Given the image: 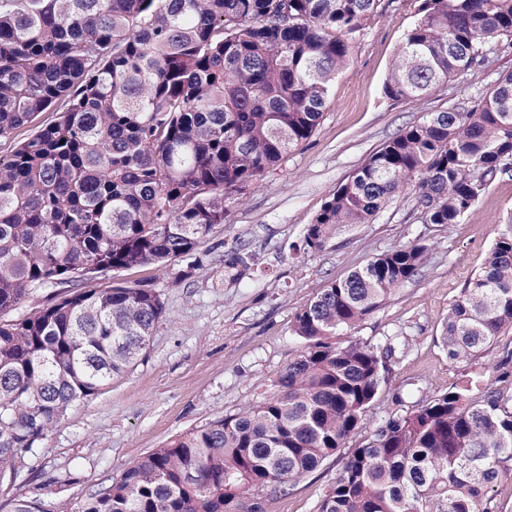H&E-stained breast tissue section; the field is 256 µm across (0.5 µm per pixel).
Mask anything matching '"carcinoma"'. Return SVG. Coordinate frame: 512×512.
Here are the masks:
<instances>
[{"instance_id":"obj_1","label":"carcinoma","mask_w":512,"mask_h":512,"mask_svg":"<svg viewBox=\"0 0 512 512\" xmlns=\"http://www.w3.org/2000/svg\"><path fill=\"white\" fill-rule=\"evenodd\" d=\"M379 0H0V489L12 490L77 401L134 365L166 314L154 288L96 275L190 259L232 206L320 124ZM384 83L420 100L512 49V0H416ZM512 176V74L480 104L390 137L322 205L301 241L370 224L409 195L457 224ZM429 247L377 255L295 313L302 347L268 398L154 448L75 512H263L345 447L395 347L352 330L418 277ZM512 331V225L448 311L441 343L470 364ZM512 468V383L477 377L408 402L352 448L318 512H492ZM13 512H58L16 497ZM58 291V288L37 289L16 310L10 313L8 319H19L33 315L42 309L47 304V300Z\"/></svg>"}]
</instances>
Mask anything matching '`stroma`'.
I'll return each mask as SVG.
<instances>
[{"label":"stroma","instance_id":"1","mask_svg":"<svg viewBox=\"0 0 512 512\" xmlns=\"http://www.w3.org/2000/svg\"><path fill=\"white\" fill-rule=\"evenodd\" d=\"M415 9L414 0H380L312 137L246 192L228 224L199 245L196 263L121 272L128 284L160 291L165 317L128 373L68 410L38 448L32 470L23 471L11 495L0 494V512H11L15 496L52 500L74 512L151 449L259 404L301 348L291 334L297 310L330 280L397 247L424 243L430 251L420 276L354 331L396 353L349 447L399 412L397 395L415 390L429 398L460 382L463 367L449 359L442 329L464 283L480 270L504 225L512 224V179L492 182L456 224L417 222L413 201L404 195L372 223L340 228L323 249L292 248L336 186L385 141L427 113L477 105L512 72V52H499L488 67L424 99H388L383 84ZM241 245L251 256L246 268L228 262ZM343 460L340 452L329 457L288 497L266 501L265 512H318Z\"/></svg>","mask_w":512,"mask_h":512}]
</instances>
